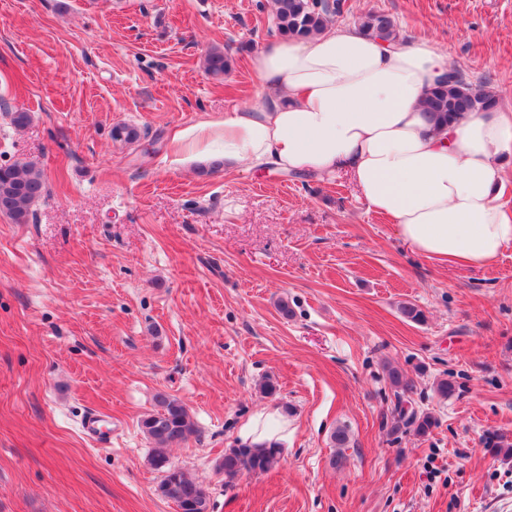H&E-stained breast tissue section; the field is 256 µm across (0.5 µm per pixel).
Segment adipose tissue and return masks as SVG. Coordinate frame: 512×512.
<instances>
[{
    "instance_id": "ef3b65f1",
    "label": "adipose tissue",
    "mask_w": 512,
    "mask_h": 512,
    "mask_svg": "<svg viewBox=\"0 0 512 512\" xmlns=\"http://www.w3.org/2000/svg\"><path fill=\"white\" fill-rule=\"evenodd\" d=\"M252 66L266 104L174 131L176 161L347 173L367 209L436 263L485 266L512 246V215L499 202L512 113L468 112L436 127L422 101L450 65L430 41L405 46L331 26L270 43ZM240 436L254 448L277 445L288 420L260 412Z\"/></svg>"
}]
</instances>
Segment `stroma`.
<instances>
[{"mask_svg":"<svg viewBox=\"0 0 512 512\" xmlns=\"http://www.w3.org/2000/svg\"><path fill=\"white\" fill-rule=\"evenodd\" d=\"M269 4L0 0V166L47 185L27 223L0 214V512H178L140 425L160 393L196 425L166 455L213 512H512V458L484 445L512 442V247L442 266L347 177L172 160L174 129L263 103ZM371 12L512 112V0H346L334 22ZM214 47L232 58L221 80L202 67ZM122 124L145 138L113 140ZM391 366L437 418L428 436L390 435ZM272 407L289 423L279 464L226 481L225 451ZM92 411L109 440L85 434Z\"/></svg>","mask_w":512,"mask_h":512,"instance_id":"obj_1","label":"stroma"}]
</instances>
